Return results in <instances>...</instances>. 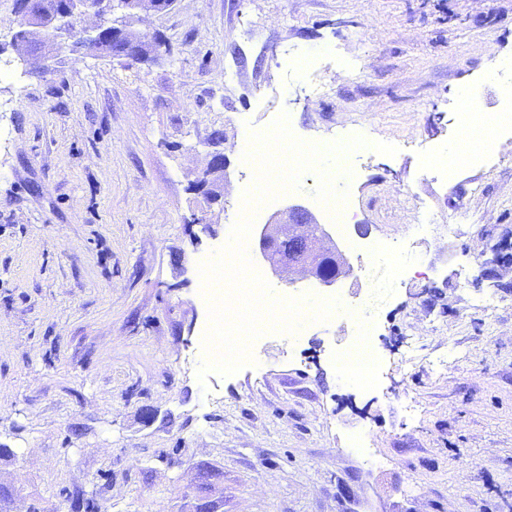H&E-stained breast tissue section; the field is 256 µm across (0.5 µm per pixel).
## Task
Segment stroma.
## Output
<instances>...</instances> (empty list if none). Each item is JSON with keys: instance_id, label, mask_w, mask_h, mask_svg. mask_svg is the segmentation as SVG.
<instances>
[{"instance_id": "1", "label": "stroma", "mask_w": 512, "mask_h": 512, "mask_svg": "<svg viewBox=\"0 0 512 512\" xmlns=\"http://www.w3.org/2000/svg\"><path fill=\"white\" fill-rule=\"evenodd\" d=\"M129 28L139 64L18 55L0 0V443L8 482L65 512L60 487L112 472V512H512V127L438 173L461 89L497 113L512 0H176ZM326 88L316 94L314 85ZM287 114L306 143L385 152L333 179L353 240L415 239L423 266L342 285L346 314L268 334L200 378L199 265L226 244L247 179L244 126ZM223 153L224 195L196 189ZM432 217L415 236L418 209ZM212 225L214 235L201 233ZM494 296L497 306L480 301ZM373 390L340 378L358 318ZM363 437V451L346 447Z\"/></svg>"}]
</instances>
